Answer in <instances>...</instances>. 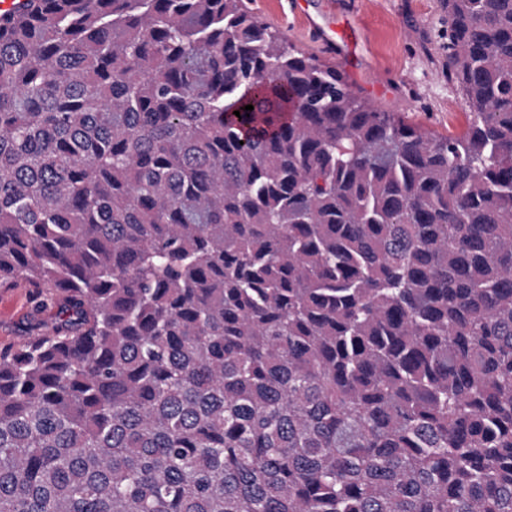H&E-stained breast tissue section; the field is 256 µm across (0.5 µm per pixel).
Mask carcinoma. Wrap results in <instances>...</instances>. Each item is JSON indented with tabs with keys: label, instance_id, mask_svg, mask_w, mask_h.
Masks as SVG:
<instances>
[{
	"label": "carcinoma",
	"instance_id": "1",
	"mask_svg": "<svg viewBox=\"0 0 512 512\" xmlns=\"http://www.w3.org/2000/svg\"><path fill=\"white\" fill-rule=\"evenodd\" d=\"M444 5L448 137L245 0L0 13V512H512V0ZM33 306L29 290L25 293L14 291V288H0V348L17 341L21 325Z\"/></svg>",
	"mask_w": 512,
	"mask_h": 512
}]
</instances>
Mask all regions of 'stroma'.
Returning <instances> with one entry per match:
<instances>
[{
  "instance_id": "stroma-1",
  "label": "stroma",
  "mask_w": 512,
  "mask_h": 512,
  "mask_svg": "<svg viewBox=\"0 0 512 512\" xmlns=\"http://www.w3.org/2000/svg\"><path fill=\"white\" fill-rule=\"evenodd\" d=\"M292 0H246L249 9L303 52L326 57ZM337 27L357 25L360 43L343 60L353 91L383 112L443 136L462 133L467 104L444 75L442 0H339ZM31 293L0 288V348L17 341Z\"/></svg>"
}]
</instances>
